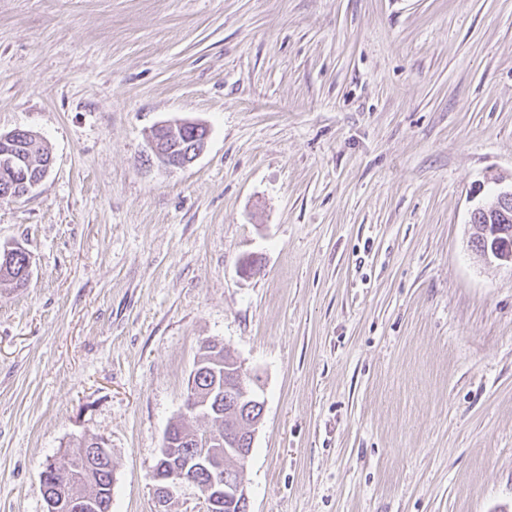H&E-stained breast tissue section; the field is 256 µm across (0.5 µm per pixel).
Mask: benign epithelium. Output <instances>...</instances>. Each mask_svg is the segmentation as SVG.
<instances>
[{
  "mask_svg": "<svg viewBox=\"0 0 512 512\" xmlns=\"http://www.w3.org/2000/svg\"><path fill=\"white\" fill-rule=\"evenodd\" d=\"M150 153L159 163L167 167L184 168L192 164L202 153L196 149L189 151L186 158H176L171 152L163 150L158 145V139L149 137ZM495 190L490 201L483 202L474 209L479 212L483 208H495L499 215V223L493 225V230L485 231L487 235L483 257L489 262L512 267V183H504L501 177L492 179ZM211 434L206 433L197 439V447L191 449L193 462L200 467L210 470V482L203 491L204 499L210 505L211 512H221L223 509L243 510L248 505V497L244 481L227 476L224 473L226 461L229 458L230 447L235 445L234 433L224 430V451L219 453L210 448ZM154 493L161 504L167 503L174 492L186 485H197L193 470L189 465L157 467L153 473ZM46 512H90L96 507L95 497L86 496L79 500L61 497L60 499L46 498Z\"/></svg>",
  "mask_w": 512,
  "mask_h": 512,
  "instance_id": "benign-epithelium-1",
  "label": "benign epithelium"
}]
</instances>
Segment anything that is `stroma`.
Masks as SVG:
<instances>
[{
	"mask_svg": "<svg viewBox=\"0 0 512 512\" xmlns=\"http://www.w3.org/2000/svg\"><path fill=\"white\" fill-rule=\"evenodd\" d=\"M209 129L180 169L163 123ZM53 164L0 198V512L78 438L112 512L216 338L264 404L249 512H512V268L472 250L512 176V0H0V132ZM253 259L259 273L243 275ZM201 134H195L193 129H185L183 133L178 132V136L168 141V149L169 151H164L158 145V139L151 134L149 137V149L150 153L154 155L159 163L167 167H175V168H184L188 165L192 164L196 158L204 151L205 146L202 149H196L192 152V149L189 150L186 154V158H176L171 155L172 153H181L182 151H187L191 147H194L196 144H200ZM29 257L21 248L5 255L0 250V285L9 284L13 288H27L29 284ZM112 460H96L91 473L87 475L85 481H79L69 488L68 492L73 495L81 494L88 488L97 487V511L95 512H112Z\"/></svg>",
	"mask_w": 512,
	"mask_h": 512,
	"instance_id": "obj_1",
	"label": "stroma"
}]
</instances>
